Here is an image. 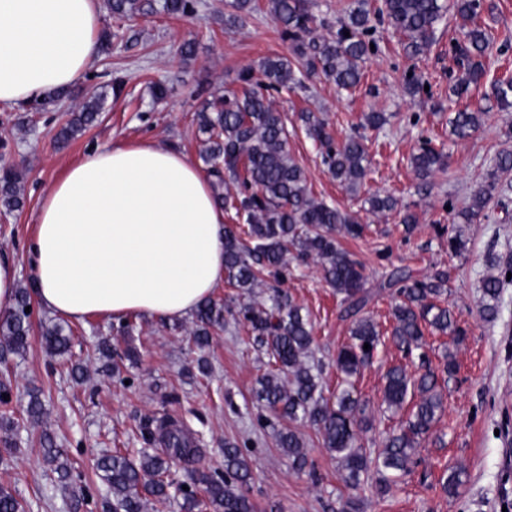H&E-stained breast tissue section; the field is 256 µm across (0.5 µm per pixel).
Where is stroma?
<instances>
[{
	"instance_id": "1",
	"label": "stroma",
	"mask_w": 512,
	"mask_h": 512,
	"mask_svg": "<svg viewBox=\"0 0 512 512\" xmlns=\"http://www.w3.org/2000/svg\"><path fill=\"white\" fill-rule=\"evenodd\" d=\"M163 2L140 0V12L122 21L102 11L90 74L65 97L47 95L19 107L0 105V155L15 164L24 189L22 208L0 222V255L15 260L19 286H33L27 245L41 195L52 179L90 148L117 141L148 140L198 158L202 135L195 113L224 91L239 89L243 69L291 54L289 41L266 13H255L245 26L231 28L224 24L228 0H196L197 9L187 18L168 15ZM370 37L379 50L367 58L364 77L352 91L337 90L332 82L315 77L306 92H274L270 98L285 118L288 149L314 193L367 225L364 238L346 246L362 262L368 287H376L399 267L420 278L439 269L448 273L444 303L465 329L464 339L429 332L423 347L409 354L386 343L356 382L374 424L364 445L375 452L382 448L386 431L397 424L381 406L387 368L401 365L418 374L440 366L443 353L454 355L456 372L439 379L444 410L418 448L410 472L382 496L367 485L351 490L341 480L337 460L310 427L300 430L309 464L295 469L277 445L269 412L253 396L256 379L268 369L267 358L233 316H226L223 329L201 350L188 345L194 327L189 317L168 322L136 315L129 335L106 318L74 322L79 343L73 352L88 372L76 382L64 372L61 358L46 351L42 327L54 316L37 305L26 352L0 361V374L9 378L11 388L6 415L14 423L9 431L0 427V449L9 442L16 446L15 454L0 456V488L12 490L26 504V512H102L112 493L96 469L97 457L112 448L139 451L141 426L165 414L181 418L200 438L199 469L223 470L225 442L242 449L252 463L246 492L258 512H341L350 499L359 512H512V284L501 290L496 320L486 321L480 312L484 275L493 268L512 269V173L502 175L507 190L489 204L487 220L466 224L457 216L494 158L512 151V110L491 108L485 124L470 138L450 136L449 121L457 110L485 103L481 86L460 99L449 92L457 73L452 46L462 38L458 19L444 21L430 49L418 55L404 51L403 35L386 21H374ZM189 39L195 40L196 49L188 60L179 47ZM118 76L125 91L116 97L110 84ZM411 79L424 84V91L410 95L406 83ZM157 82L166 88L164 97L153 94ZM96 94L101 97L98 121L59 147L55 117ZM305 108L324 112L337 136L363 131L373 171L358 193L346 190L323 164L318 145L298 119ZM373 111L387 114L382 129L363 128L364 114ZM425 139L450 155L447 174L436 175L427 185L410 167L411 155ZM376 192L410 207L417 216L413 230H406L399 212L365 209V198ZM455 235L466 243L458 255L448 249V239ZM284 288L310 312L316 355L327 363L324 378L336 385L329 361L348 341L349 325L337 318L332 288L319 266L294 261ZM105 338L119 366L114 373L95 350ZM130 345L139 352L133 363L124 357ZM201 357L210 365L204 375L195 370ZM33 389L45 408L36 426L25 413ZM45 432L67 450L78 476L77 492L62 491L44 464L40 436ZM456 468L463 471L462 485L450 497L439 478Z\"/></svg>"
}]
</instances>
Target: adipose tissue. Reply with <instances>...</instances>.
Returning a JSON list of instances; mask_svg holds the SVG:
<instances>
[{"label": "adipose tissue", "instance_id": "adipose-tissue-1", "mask_svg": "<svg viewBox=\"0 0 512 512\" xmlns=\"http://www.w3.org/2000/svg\"><path fill=\"white\" fill-rule=\"evenodd\" d=\"M99 25L98 0H0V104L80 82ZM28 252L55 315L180 320L224 281V209L188 155L115 142L48 185Z\"/></svg>", "mask_w": 512, "mask_h": 512}]
</instances>
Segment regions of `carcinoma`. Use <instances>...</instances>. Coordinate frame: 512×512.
Returning a JSON list of instances; mask_svg holds the SVG:
<instances>
[{
    "instance_id": "carcinoma-1",
    "label": "carcinoma",
    "mask_w": 512,
    "mask_h": 512,
    "mask_svg": "<svg viewBox=\"0 0 512 512\" xmlns=\"http://www.w3.org/2000/svg\"><path fill=\"white\" fill-rule=\"evenodd\" d=\"M308 0H268L269 13L282 35L291 42L293 58L265 59L259 68L260 78L247 69L240 74L241 89L227 91L196 113L202 140L201 158L212 178L217 202L234 226L225 227L224 274L227 284L240 294H255L266 288V278L283 281L288 276V255L301 264H319L325 282L338 299L339 318L350 321V341L336 350L333 364L342 375L343 387L325 395L323 364L316 358L315 338L309 311L297 304L292 295L274 289L268 300L251 301L240 308L254 345L265 354L273 369L257 380L254 397L277 419L292 423L277 433L283 453L299 469L308 465L302 436L293 425L316 429L321 445L341 463L343 482L352 489L374 478L376 493L384 495L393 480L409 471L412 455L428 437L442 411V393L438 390V373L428 368L412 376L401 366H393L385 375L381 405L397 415L408 409L398 431L385 438L383 450L372 455L363 448V434L373 429L365 417V404L356 395L354 378L371 363L380 343L379 325L367 306L383 289L396 295L391 306L392 342L406 353L423 343V325L460 339L465 335L452 312L440 305L448 292V272L437 270L417 279L408 268L391 273L374 291L366 287L364 267L345 249L340 238L360 239L367 226L351 213L316 197L308 184L305 170L288 151V130L280 112L266 97L268 90L293 92L304 87L303 79L319 74L339 90L356 87L363 75L362 64L373 53L368 34L372 28L369 0H352L344 11L345 18L334 38L313 35V16ZM231 11L225 25L242 27L259 10L257 0H230ZM480 0H383L378 13L406 37L404 49L413 55L422 53L434 41L439 23L448 12L462 20L464 40L454 46L463 71L452 87L457 98L480 85L486 70L483 58L494 39L477 23ZM163 9L172 16L188 17L194 12L193 0H164ZM112 15L123 18L140 11L139 0H108ZM349 35H344V32ZM485 99L502 109H512V79L494 80ZM101 98L86 101L66 113L57 132L66 143L85 131L97 118ZM488 110L467 108L455 112L450 120L451 134L458 139L477 131ZM307 134L323 148V162L340 184L355 192L363 184L371 165L370 155L361 139L333 135L328 121L319 112L300 113ZM410 165L417 178L427 183L448 169L447 153L422 143L412 154ZM512 171V152L500 153L483 181L471 194L470 206L459 211L463 223L472 224L488 203L502 191L500 176ZM23 189L17 171L0 168V206L4 212L17 210L22 204ZM364 204L372 213L397 209L391 195L373 193ZM504 279L490 274L481 280V313L492 321L498 313L500 288ZM235 298L225 301L209 298L194 313L195 328L190 340L198 349L210 341L212 329L224 326V313L231 311ZM28 291L16 292L13 310L0 321V351L22 354L28 347L32 328ZM46 348L60 356L72 355L74 334L70 326L50 324L45 327ZM369 349H364V344ZM32 424L42 421L44 407L33 393L27 406ZM162 434V454L143 451L134 459L115 450L103 455L97 468L112 489V512H148L151 500L172 497L169 480L171 461L189 462L198 452L187 430L167 417L142 427L145 443ZM44 462L57 475L61 487H72L71 465L64 449L57 447L46 434L42 439ZM462 471L443 474L439 484L444 493L454 495L462 484ZM252 476V467L242 450L231 442L224 445V474L202 475L209 512H254V505L243 487Z\"/></svg>"
}]
</instances>
